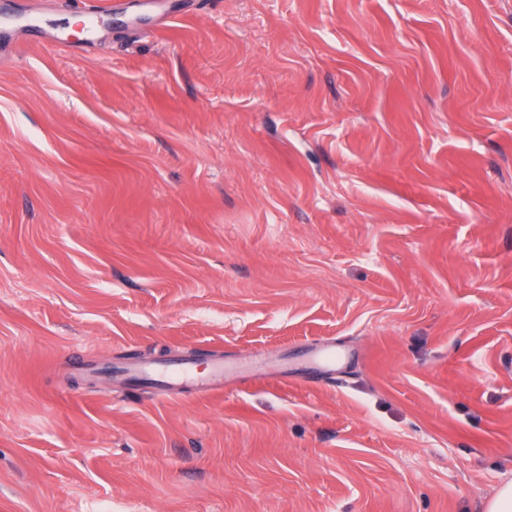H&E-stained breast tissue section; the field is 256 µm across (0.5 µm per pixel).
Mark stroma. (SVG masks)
I'll return each mask as SVG.
<instances>
[{
	"label": "stroma",
	"mask_w": 512,
	"mask_h": 512,
	"mask_svg": "<svg viewBox=\"0 0 512 512\" xmlns=\"http://www.w3.org/2000/svg\"><path fill=\"white\" fill-rule=\"evenodd\" d=\"M93 2L12 0L92 40L0 66V512H486L512 0ZM186 353L221 390L113 372ZM345 355L336 349V343L324 341L307 352V364L322 371L327 380L336 379V371L344 362Z\"/></svg>",
	"instance_id": "35a3bbf8"
}]
</instances>
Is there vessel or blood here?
<instances>
[{"mask_svg":"<svg viewBox=\"0 0 512 512\" xmlns=\"http://www.w3.org/2000/svg\"><path fill=\"white\" fill-rule=\"evenodd\" d=\"M344 360V353L337 350L331 341L322 342L307 353L308 364L320 369L328 380L335 379L336 371ZM195 367L193 358L183 357L165 363H131L124 372L129 379L147 382L157 392L164 394L178 393L182 386L188 384L200 391L213 390L222 385L227 370L223 358L213 359L210 373L205 377L198 376Z\"/></svg>","mask_w":512,"mask_h":512,"instance_id":"vessel-or-blood-1","label":"vessel or blood"}]
</instances>
